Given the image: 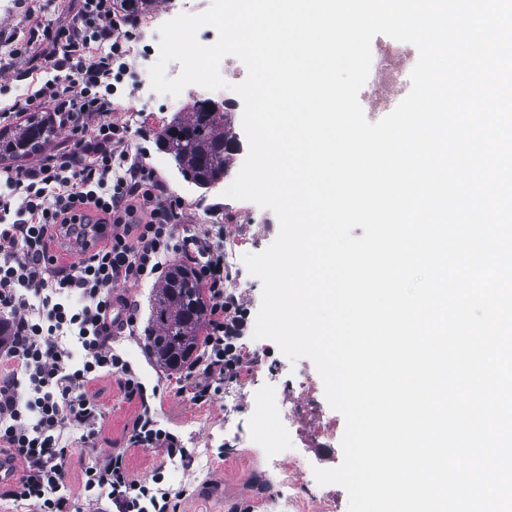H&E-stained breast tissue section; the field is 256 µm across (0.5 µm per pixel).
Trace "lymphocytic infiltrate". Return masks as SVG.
I'll return each instance as SVG.
<instances>
[{"instance_id":"obj_1","label":"lymphocytic infiltrate","mask_w":512,"mask_h":512,"mask_svg":"<svg viewBox=\"0 0 512 512\" xmlns=\"http://www.w3.org/2000/svg\"><path fill=\"white\" fill-rule=\"evenodd\" d=\"M71 20L36 21L26 41L0 30L9 59L37 57L52 79L16 101L25 112L45 106L69 131L65 146L35 164L0 168V447L21 461L0 484V501L31 503L35 512H71L65 493L73 443L93 460L83 471L90 504L107 498L116 512H178L186 491L161 474L134 477L127 451L151 449L189 463L179 436L158 427L146 390L116 351L135 333L137 309L124 288L161 284L171 256L192 264L206 288L210 314L195 360L178 389L191 401H212L244 363L239 342L247 325L241 298L224 288V251L209 228L184 234L182 203L166 194L143 165L127 166L128 131L112 120L105 88L115 62L127 56L138 0H78ZM74 239L79 261L59 265L51 244ZM115 378L140 410L125 432V449L99 454L104 413L89 388Z\"/></svg>"}]
</instances>
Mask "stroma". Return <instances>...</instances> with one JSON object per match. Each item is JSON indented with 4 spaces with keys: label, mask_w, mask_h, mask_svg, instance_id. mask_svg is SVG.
<instances>
[{
    "label": "stroma",
    "mask_w": 512,
    "mask_h": 512,
    "mask_svg": "<svg viewBox=\"0 0 512 512\" xmlns=\"http://www.w3.org/2000/svg\"><path fill=\"white\" fill-rule=\"evenodd\" d=\"M211 3L212 0H149L129 41L128 70L122 80L112 84V119L129 129L132 163L154 170L168 193L184 202L189 227L210 225L224 238L246 233L251 239L246 251L256 254L275 240L279 232L276 214L254 202H239L224 195L240 170L248 145L242 125L243 102L233 90L234 84L247 75L245 65L237 57H225L220 73L226 87L208 90L190 85L169 99L152 89L148 74L158 59L153 48L160 39V26L182 13L204 12ZM76 7V0H0V29L21 41L28 38L33 17L60 23L68 20ZM204 99L220 103L217 120L223 124L225 134L236 137L240 145L224 179L210 188L186 181L171 156L155 143V134L163 122L177 114L187 115L190 103ZM155 293L149 282L130 289L129 296L138 309L140 333L122 337L118 349L149 390L148 402L160 427L183 440L192 452L193 464L186 469L180 462L163 459L157 453L132 448L128 458L133 473L145 479L159 470L169 485L185 488L179 512H268L259 503L255 484L260 469L276 454L299 487L297 512H326L324 498L328 495L340 506H347L348 494L342 486L318 484L313 473L317 467H337L343 459L345 421L327 400H320L302 427L285 426L275 448H267L265 442L255 438L250 427L257 394H265L273 405L288 407L301 396L300 390H289V380L321 385L313 362L307 358L290 362L274 341L245 335L243 372L251 376L252 386H242L236 380L224 384L210 404H192L187 397L176 394L178 373L159 367L144 345L142 333L152 324ZM91 389L104 411L99 448L106 451L123 447L125 427L137 413L138 402L128 401L111 377L99 378Z\"/></svg>",
    "instance_id": "1"
}]
</instances>
